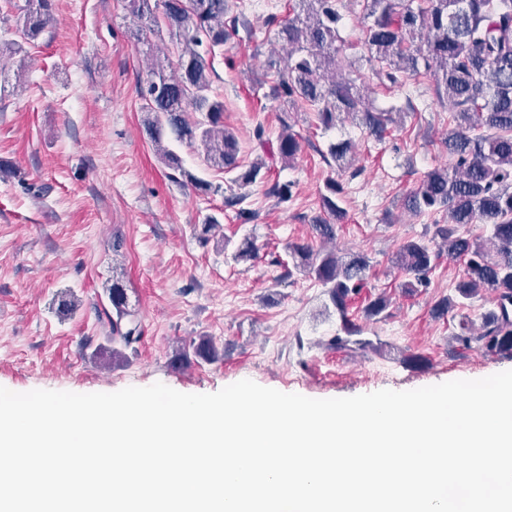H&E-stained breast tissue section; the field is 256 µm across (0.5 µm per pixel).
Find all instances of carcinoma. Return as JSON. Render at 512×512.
<instances>
[{
	"mask_svg": "<svg viewBox=\"0 0 512 512\" xmlns=\"http://www.w3.org/2000/svg\"><path fill=\"white\" fill-rule=\"evenodd\" d=\"M366 22L364 44L368 62L395 85L421 72L434 71L438 97L448 102L455 127L448 135L451 167L429 172L412 192L408 206L414 213L444 208L448 224L436 226L435 236L448 246V255L465 260L463 277L448 298V308H462L480 291L496 295L493 308L482 315L480 332L463 331L456 340L465 349L476 344L497 355L512 356V0H359ZM128 14L138 23L137 33L150 31L181 45L175 72L154 69L137 88L147 112L146 133L155 145L168 177L188 181L207 191L206 183L193 182L181 159L163 144L164 135L197 149L203 160L235 173L232 183L240 193L228 199L237 205L246 199L244 189L264 179L262 164L243 167L239 142L224 128V101L212 93L208 57L224 47L238 32V17L229 15L228 0H125ZM343 0H296L293 15L268 23L276 25L275 38L287 48L280 62L268 60L277 75L271 88L275 98L285 96L313 108L326 129L340 116L351 118L374 136L381 135L388 113L372 107L353 77L354 63L341 53L338 30ZM53 0H25L16 28L33 39L53 25ZM201 114L190 120L189 113ZM299 141L293 133L278 140L284 160L295 157ZM340 169L351 165L352 142L328 147ZM323 205L334 217L342 210L334 197L342 192L334 178L326 182ZM487 224L486 239L464 238L461 228ZM295 268L327 288L341 322L343 335L329 340L342 349L354 343L360 328L348 316L352 296L365 286L369 260L362 254L347 257L335 251L315 252L294 245ZM439 254L421 240H409L397 251L394 264L412 277L407 287L427 282ZM116 319L112 341L129 346L140 339L134 312L129 309L126 286L112 282L108 289ZM195 356L217 357L213 342L205 337L192 344Z\"/></svg>",
	"mask_w": 512,
	"mask_h": 512,
	"instance_id": "obj_1",
	"label": "carcinoma"
}]
</instances>
